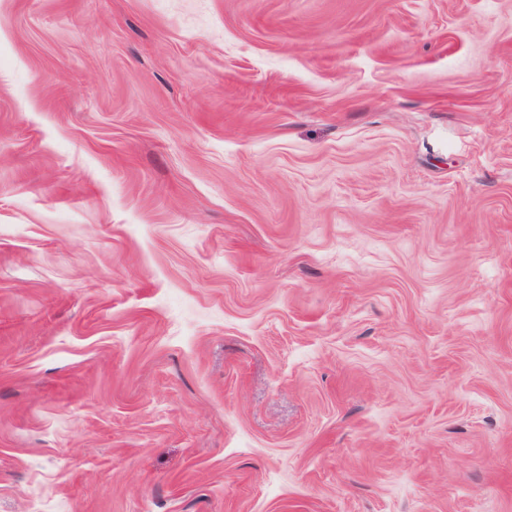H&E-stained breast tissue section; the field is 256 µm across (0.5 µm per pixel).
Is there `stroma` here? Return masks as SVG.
Instances as JSON below:
<instances>
[{"instance_id":"obj_1","label":"stroma","mask_w":512,"mask_h":512,"mask_svg":"<svg viewBox=\"0 0 512 512\" xmlns=\"http://www.w3.org/2000/svg\"><path fill=\"white\" fill-rule=\"evenodd\" d=\"M0 512H512V0H0Z\"/></svg>"}]
</instances>
